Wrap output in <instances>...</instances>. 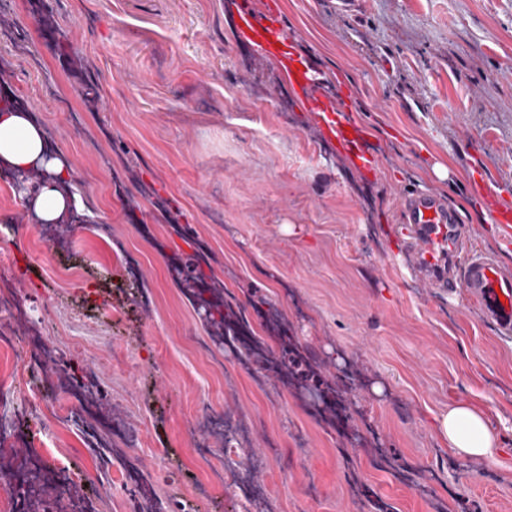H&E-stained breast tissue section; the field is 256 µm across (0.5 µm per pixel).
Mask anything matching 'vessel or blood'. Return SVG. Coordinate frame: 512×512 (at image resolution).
I'll list each match as a JSON object with an SVG mask.
<instances>
[{"mask_svg": "<svg viewBox=\"0 0 512 512\" xmlns=\"http://www.w3.org/2000/svg\"><path fill=\"white\" fill-rule=\"evenodd\" d=\"M236 28L240 42L278 63L291 97L312 113L326 140L355 156L364 167L376 169L378 161L367 150L361 130L347 118L346 101L321 89L317 68L294 51L277 0H263L256 11L243 9ZM469 189L498 229L501 243L512 250V185L490 180L477 169L469 179ZM399 211L409 230L418 275L430 287L475 299L484 321L498 335L511 336L512 272L474 249L470 230L438 194L405 193Z\"/></svg>", "mask_w": 512, "mask_h": 512, "instance_id": "obj_1", "label": "vessel or blood"}]
</instances>
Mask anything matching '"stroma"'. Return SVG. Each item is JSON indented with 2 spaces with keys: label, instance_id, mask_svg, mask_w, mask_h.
Wrapping results in <instances>:
<instances>
[{
  "label": "stroma",
  "instance_id": "1",
  "mask_svg": "<svg viewBox=\"0 0 512 512\" xmlns=\"http://www.w3.org/2000/svg\"><path fill=\"white\" fill-rule=\"evenodd\" d=\"M240 3L0 0V92L94 214L37 223L0 169V467L54 459L96 512H241L243 477L251 512H512V337L411 276L398 213L435 192L512 269L465 188L475 161L512 182V0H280L297 52L346 73L375 177L238 42ZM458 401L503 456L449 455Z\"/></svg>",
  "mask_w": 512,
  "mask_h": 512
}]
</instances>
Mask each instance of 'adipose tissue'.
<instances>
[{
	"instance_id": "adipose-tissue-1",
	"label": "adipose tissue",
	"mask_w": 512,
	"mask_h": 512,
	"mask_svg": "<svg viewBox=\"0 0 512 512\" xmlns=\"http://www.w3.org/2000/svg\"><path fill=\"white\" fill-rule=\"evenodd\" d=\"M0 167L13 173L43 169L46 177L35 194L32 209L41 223L56 224L70 211L81 209L82 198L69 186L72 172L66 157L51 154L42 126L33 114L16 106L10 95L0 96ZM439 433L455 457L491 460L503 439L485 414L465 403L440 416Z\"/></svg>"
}]
</instances>
